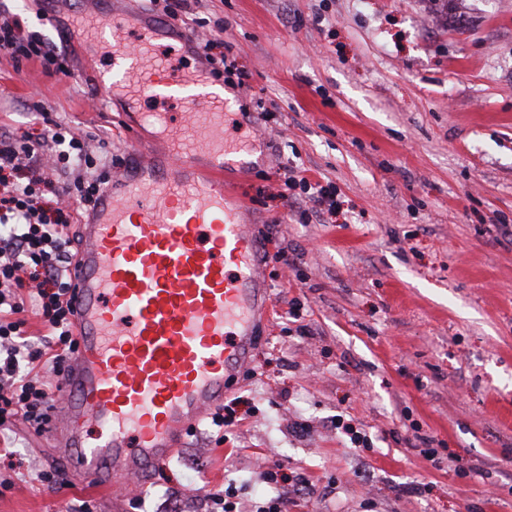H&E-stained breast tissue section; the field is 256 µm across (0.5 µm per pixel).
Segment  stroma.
Listing matches in <instances>:
<instances>
[{"label":"stroma","instance_id":"1","mask_svg":"<svg viewBox=\"0 0 512 512\" xmlns=\"http://www.w3.org/2000/svg\"><path fill=\"white\" fill-rule=\"evenodd\" d=\"M447 2L202 0L246 73L235 106L263 156L230 189L290 263L261 262L270 305L249 365L224 386L238 425L226 441L205 424L187 433L137 484L154 495L148 512L167 499L206 512L228 482L238 512H253L275 467L281 489L299 475L315 487L288 512H512V0ZM80 7L0 0V14L54 43ZM64 44L65 73L0 49V128L35 134L53 120L128 160L151 129L95 87L108 57ZM294 164L336 186L335 215L303 224L278 198ZM293 298L296 323L283 318ZM341 418L370 447H353ZM419 433L440 464L420 454ZM12 438L0 512H76L84 500L132 512L131 496L57 454L53 432L20 423ZM473 463L482 474L459 475ZM54 469L63 485L36 481Z\"/></svg>","mask_w":512,"mask_h":512}]
</instances>
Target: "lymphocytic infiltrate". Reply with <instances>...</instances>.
Segmentation results:
<instances>
[{
  "instance_id": "obj_1",
  "label": "lymphocytic infiltrate",
  "mask_w": 512,
  "mask_h": 512,
  "mask_svg": "<svg viewBox=\"0 0 512 512\" xmlns=\"http://www.w3.org/2000/svg\"><path fill=\"white\" fill-rule=\"evenodd\" d=\"M0 49L67 71L68 58L56 45L29 36L19 15L0 17ZM111 175L97 167L83 138L70 126L51 123L37 138L0 131V444L23 421L36 432L48 429L61 393L73 332L74 243L66 214L94 209ZM287 200L303 198L302 220L336 211L333 183L293 172ZM36 317L44 332L25 326Z\"/></svg>"
}]
</instances>
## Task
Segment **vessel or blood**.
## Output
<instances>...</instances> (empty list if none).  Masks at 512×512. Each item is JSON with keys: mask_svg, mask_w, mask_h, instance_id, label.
<instances>
[{"mask_svg": "<svg viewBox=\"0 0 512 512\" xmlns=\"http://www.w3.org/2000/svg\"><path fill=\"white\" fill-rule=\"evenodd\" d=\"M102 2L103 11L75 14L67 31L123 62L121 71H99L96 82L156 134L153 168L133 164L115 174L120 194L105 193L83 225L74 272L79 347L64 376L55 437L59 453L106 489L170 457L223 400L225 380L246 360L255 314L270 298L256 262L260 242L227 188L253 143L225 138L227 99L205 67L175 73L155 51L169 36L194 59L199 37ZM175 89L190 92L193 111L176 118L160 106L145 109L144 100L161 105Z\"/></svg>", "mask_w": 512, "mask_h": 512, "instance_id": "1", "label": "vessel or blood"}]
</instances>
